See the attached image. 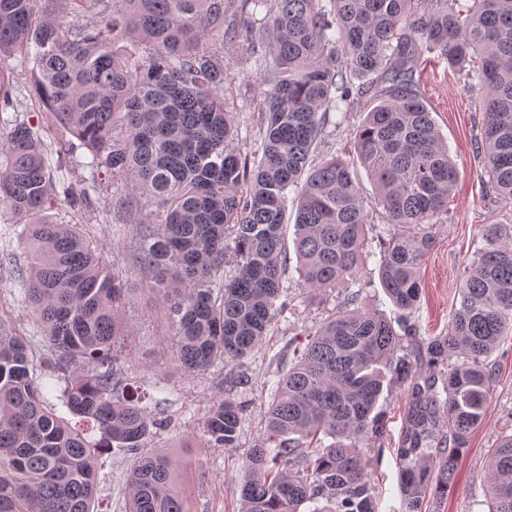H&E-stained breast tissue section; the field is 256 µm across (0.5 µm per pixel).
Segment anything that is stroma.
<instances>
[{
  "mask_svg": "<svg viewBox=\"0 0 512 512\" xmlns=\"http://www.w3.org/2000/svg\"><path fill=\"white\" fill-rule=\"evenodd\" d=\"M233 77L227 95L241 107V131L237 146L251 154L260 148L258 111H245L254 90L249 85L253 73L244 55L227 58ZM416 77L425 102L448 149L459 177L448 202V219L437 225L435 245L421 268L422 294L411 316L420 338L426 341L447 335L448 323L459 303L460 275L481 245L483 224L495 221L512 225V205L497 203L484 170V157L478 148L482 114L475 95L464 87L446 61L428 55L419 65ZM363 103H354L344 113L339 126H328L318 153H349L354 132L363 118ZM115 185L105 183L93 206L80 211L51 210L47 221H67L80 225L86 237L107 256L111 266L125 272L129 289L123 305L124 336L116 347L123 355L130 378L145 388L161 384L170 395L163 405L171 425L152 444L175 462V489L185 500L188 512H240L238 483L249 448L261 442V414L271 400L272 383L278 372L287 370L292 357L291 342L304 327L322 322L335 310L333 293L309 299L296 282L295 271H287L285 284L288 311L276 321L265 344L241 367L248 379L239 400L248 404L237 447H211L199 430V420L216 399L224 395V372L214 367L192 374L181 365L171 328L161 306L139 288L134 244L139 233L135 223H107ZM11 265L0 267V316L9 320L21 335L31 337L35 362H42L47 343L37 337V325L12 288ZM494 373L491 401L482 424L469 436L457 462L454 486L443 496H429L422 512H488L490 508L488 463L492 448L505 435L512 434V331L501 337L487 359ZM407 394L397 387L385 393L379 406L385 416L384 434L367 451L368 471L377 496V512H404L399 492V470L395 458ZM134 460L131 453L113 451L100 471L99 512H125V484Z\"/></svg>",
  "mask_w": 512,
  "mask_h": 512,
  "instance_id": "35a3bbf8",
  "label": "stroma"
}]
</instances>
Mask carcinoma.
<instances>
[{
    "instance_id": "carcinoma-1",
    "label": "carcinoma",
    "mask_w": 512,
    "mask_h": 512,
    "mask_svg": "<svg viewBox=\"0 0 512 512\" xmlns=\"http://www.w3.org/2000/svg\"><path fill=\"white\" fill-rule=\"evenodd\" d=\"M84 2L0 0V99H10L5 63L32 54L46 110L42 128L0 113V210L23 224L15 282L49 344L38 379L29 339L0 317V512H95L99 460L114 448L136 454L127 512H186L173 461L144 451L171 419L146 413L115 349L127 279L78 225L42 220L86 207L103 173L127 184L112 212L140 225L144 291L162 300L190 372L242 363L287 311L277 300L289 193L301 287L312 298L343 289L274 383L266 438L245 457L241 512H375L364 447L383 433L387 384L407 392L399 490L405 512H422L431 489L453 485L491 399L485 360L512 330V226L483 225L448 335L423 345L412 323L397 329L359 306L355 274L376 259L392 305L411 313L448 215L458 170L415 79L427 53L479 90L485 172L512 204V0H112L92 25L74 19ZM218 45L257 67L254 158L235 146ZM362 98L355 156L314 162L330 114ZM41 129L76 142L53 161ZM50 386L78 423L47 400ZM244 413L229 396L213 402L201 419L210 446L236 447ZM489 475V512H512V436L492 449Z\"/></svg>"
}]
</instances>
